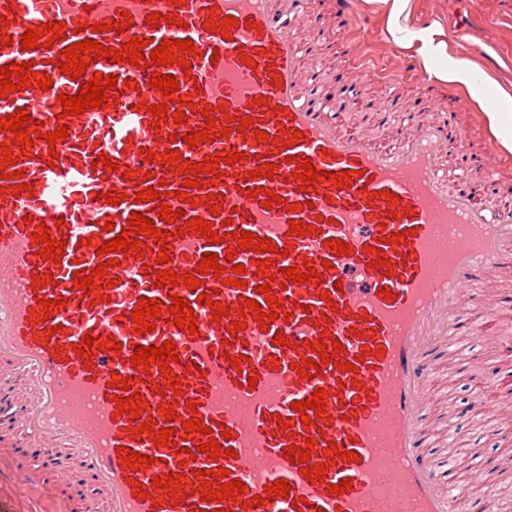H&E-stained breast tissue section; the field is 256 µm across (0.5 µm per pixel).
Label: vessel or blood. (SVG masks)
Instances as JSON below:
<instances>
[{
	"label": "vessel or blood",
	"instance_id": "obj_1",
	"mask_svg": "<svg viewBox=\"0 0 512 512\" xmlns=\"http://www.w3.org/2000/svg\"><path fill=\"white\" fill-rule=\"evenodd\" d=\"M154 12L162 19L153 26L146 17ZM0 16L12 40L0 46V66L28 62L53 82L46 90L22 87L0 98V119L22 109L42 122L44 132L28 148L13 147L24 176L5 181L0 195V367L20 379L16 428L28 435L30 447L57 449L59 478L79 477L106 512H243L257 496L264 502L252 512H492L494 501L467 493L452 466L437 463L427 450L434 438L425 417L427 390L441 375L435 354L459 335L462 316L489 317L484 306L462 308L460 298L482 287V270L512 266V209L498 202L492 179L448 185L443 159L457 131L446 123L420 124L394 153L383 151L368 130L340 134L331 116L339 102L301 69L304 50L321 40L320 25L293 15L289 0H0ZM230 16L239 23L228 35L203 27ZM125 18L131 27L113 31V23ZM56 21L66 32L50 47L22 49L28 30ZM135 36L155 47L166 40L192 41L190 66L158 65L148 58L137 66L90 62L85 78L97 72L117 76L107 93L115 104L64 115L59 95L73 96L81 88L61 73L62 50L85 39L118 50ZM155 73L177 78L180 99L152 86ZM161 104L170 114L159 120L149 109ZM192 104L197 112H189ZM209 106L213 141L188 147L185 136L203 130ZM178 110L185 113L179 124L172 117ZM245 116L253 120L250 129L227 132L228 118ZM60 125L68 136L48 144L46 133ZM259 131L264 139H256ZM174 148L196 163L233 151L242 158L196 173V186L188 188L163 163ZM149 149L156 153L150 160ZM306 158L329 176L354 171L352 186L338 189L328 178L300 190L294 176ZM108 160L115 164L109 172ZM265 167L271 175H262ZM126 170L131 179H123ZM21 183L26 191H18ZM148 186L163 193L162 202L138 201ZM261 187L279 195L278 204L261 207L251 194ZM111 189L124 193L125 201L107 203L104 194ZM183 192L198 198V205L179 201ZM391 192L398 196L393 204L387 199ZM211 193L222 202L215 214L206 201ZM298 202L303 210L293 211ZM164 204L176 213L174 223L161 220ZM135 212L162 231V242L139 236L151 249L141 260L98 253L99 245L130 229ZM194 217L211 223L218 242L186 230ZM295 221L314 226V233L291 236ZM45 227L64 242L61 259L42 258L34 247L35 234ZM244 230L272 243V250L241 249L226 261L227 236ZM395 232L404 234V242H391ZM332 239L351 245V253H335L328 245ZM165 244L175 274L194 273L210 252L224 258L225 269L244 265L243 286L223 285L214 271L202 276L194 292L182 280L173 287L155 285L156 253ZM259 256L270 265V294L283 300L287 312L265 327L244 306L249 299L265 303L270 295L258 291L264 283L255 263ZM103 262L107 274L98 283L104 299L96 303L87 289L75 288L74 278L89 276ZM306 262L321 281L287 282L284 269ZM40 276L45 284H37ZM386 289L391 298L383 297ZM173 293L191 303L196 333L170 323ZM202 294L207 303H198ZM59 296L66 298L65 307L37 320L39 300ZM143 297L158 300L162 314L154 330L140 334L131 314ZM216 300L228 313L215 322L210 304ZM238 319L246 327L230 335ZM279 332L286 344H274ZM89 337L95 345H86ZM111 338L120 350H99V342ZM167 341L178 353L168 366L180 378L176 387L159 363L144 375L131 362L137 347ZM335 341L354 370L322 365L317 344ZM310 359L317 368L300 376L297 363ZM188 364L193 373L185 372ZM115 377L120 386H112ZM477 385L470 412L478 418L492 409L485 391L504 389L505 383L491 368ZM319 388L327 395L325 411L309 410L311 422L302 425L304 414L292 404L312 398ZM131 392L144 397L143 416L154 420L152 433L138 439L131 434L138 418L117 408L118 398ZM170 405L176 414L171 421L160 413ZM194 416L210 434L181 437L182 423ZM282 419L288 427H279ZM168 426L174 429L169 445L154 441L153 432ZM310 437L315 444L309 462L324 467L318 478L299 472V450ZM212 438L224 450L215 459L200 450ZM332 444L344 453L333 465L324 455ZM122 447L149 456L148 465L122 466ZM221 468L247 490L219 503L206 499L196 473ZM167 474L183 475L181 501L154 485V478ZM345 478L350 491L331 492ZM281 479L290 485L288 495L267 498V486Z\"/></svg>",
	"mask_w": 512,
	"mask_h": 512
}]
</instances>
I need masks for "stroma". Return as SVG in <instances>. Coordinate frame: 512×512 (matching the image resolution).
<instances>
[{
	"instance_id": "1",
	"label": "stroma",
	"mask_w": 512,
	"mask_h": 512,
	"mask_svg": "<svg viewBox=\"0 0 512 512\" xmlns=\"http://www.w3.org/2000/svg\"><path fill=\"white\" fill-rule=\"evenodd\" d=\"M302 12L326 22L325 37L332 48L321 55L315 67L329 79H340L342 86L361 84L368 94L381 97L395 95L394 112L389 123L381 125L378 141L391 147L401 129L418 122V110L431 105L433 120L453 118L464 132L467 156L474 157L496 148L499 168L496 173L498 198L512 204V152L500 149V140L491 132L478 108L486 91H493L500 109L512 113V0H408L400 17H392L389 0H356L355 8L369 27V34L338 28L335 0H301ZM413 40L421 48L431 40L445 47L441 59L447 67H463L480 72V83L468 86L457 81H438L436 93H429L417 79L405 80L387 89L383 77H370V69L389 63L393 54L402 52V38ZM498 344L486 342L479 333L465 340L467 371L459 373L453 361H445L450 383L434 386L428 423L438 426L451 422L453 429L465 431L466 447L486 457H499L503 449L512 448V433L495 435L496 416L473 420L453 418L456 408L466 407L473 392V380L484 369L499 364V354L512 347V308L498 307L487 300ZM17 433L0 431V512H88L86 500L72 498L65 486L52 479L53 449L19 458L13 443ZM41 473L44 484L21 492L15 485L17 465Z\"/></svg>"
}]
</instances>
